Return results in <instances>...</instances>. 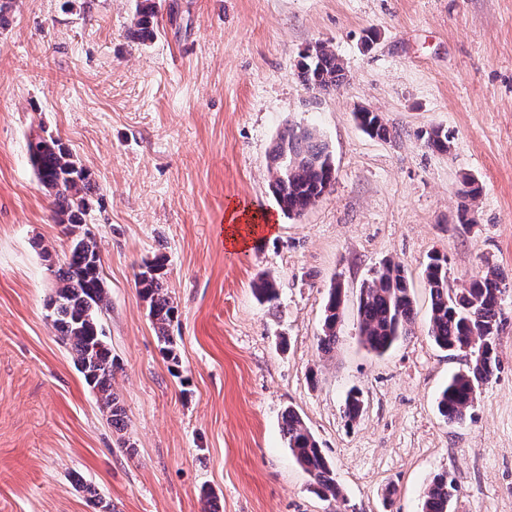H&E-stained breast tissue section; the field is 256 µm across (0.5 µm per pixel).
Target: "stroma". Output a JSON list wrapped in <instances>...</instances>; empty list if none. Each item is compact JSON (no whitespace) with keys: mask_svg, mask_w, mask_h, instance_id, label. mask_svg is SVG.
<instances>
[{"mask_svg":"<svg viewBox=\"0 0 512 512\" xmlns=\"http://www.w3.org/2000/svg\"><path fill=\"white\" fill-rule=\"evenodd\" d=\"M157 33L127 30L136 0H14L0 26V512H340L317 496L282 433L295 409L358 512H422L431 478L457 484L451 512H512V296L501 370L472 421L437 396L464 355L427 337L422 271L448 259L461 283L491 265L512 280V0H156ZM325 42L348 82L318 96L296 75ZM399 135H366L354 112ZM317 128L336 180L303 215L279 208L267 153L287 124ZM447 130L437 153L423 135ZM43 129L98 186L87 217L110 308L102 317L126 413L116 432L47 317L71 246L26 142ZM481 193L458 222L463 175ZM238 203L271 215L243 250L219 233ZM166 257L180 356L161 352L135 276ZM400 263L414 334L384 355L358 336L363 284ZM269 274L274 303L252 285ZM343 288L330 352L327 291ZM360 389L365 411L348 422Z\"/></svg>","mask_w":512,"mask_h":512,"instance_id":"stroma-1","label":"stroma"}]
</instances>
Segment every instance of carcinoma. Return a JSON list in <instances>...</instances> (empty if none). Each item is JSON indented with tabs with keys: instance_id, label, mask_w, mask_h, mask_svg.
<instances>
[{
	"instance_id": "1",
	"label": "carcinoma",
	"mask_w": 512,
	"mask_h": 512,
	"mask_svg": "<svg viewBox=\"0 0 512 512\" xmlns=\"http://www.w3.org/2000/svg\"><path fill=\"white\" fill-rule=\"evenodd\" d=\"M156 5L153 0L136 4L128 35L139 41L156 33ZM297 78L309 90L329 94L346 83L341 59L324 42L311 46V54L297 64ZM356 119L369 136L387 140L398 136L377 112H358ZM424 146L438 153L450 147L448 133L434 128ZM27 151L39 184L53 197L55 222L71 238L69 256L53 271L55 286L48 300L51 325L69 347L73 362L85 383L106 411L112 427L125 429V410L112 386L114 361L104 341L101 316L109 306L104 286L99 246L94 234L83 229L86 215L97 193L90 171L60 139L37 133L30 136ZM271 188L282 210L300 216L318 202L335 179V165L328 143L312 127L289 125L272 143L268 152ZM165 258L157 256L144 263L137 274L142 299L148 304L152 326L162 344V352L179 365L171 326L176 306L164 279ZM424 281L430 295L427 334L440 349L448 352L471 348L477 353L472 364L453 373L437 398L444 420L463 424L472 417L482 386L501 369L498 346L502 324V304L512 289L495 267H487L467 284H448V260L438 254L429 257ZM256 297L263 302L277 298L274 280L266 275L253 283ZM343 295L337 286L329 288L318 346L330 352L336 344L341 324ZM359 335L372 352L382 355L399 340L412 334L415 321L414 297L401 266L390 260L360 288L358 301ZM363 394L351 390L345 399V414L353 422L364 411ZM282 432L295 462L312 478L313 491L329 501L346 502L336 474L322 448L300 414L292 409L282 415ZM456 491L447 473L432 479L426 488L422 512H449Z\"/></svg>"
}]
</instances>
